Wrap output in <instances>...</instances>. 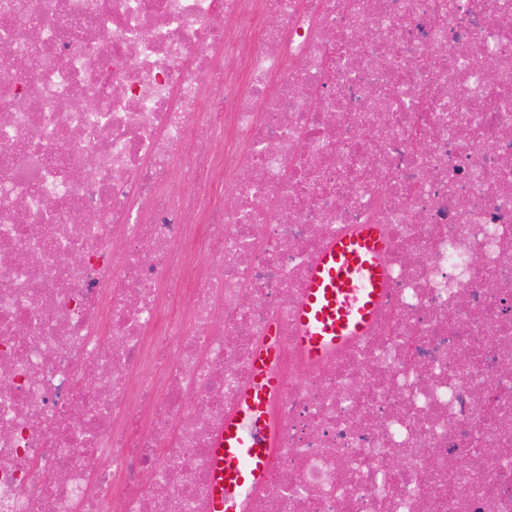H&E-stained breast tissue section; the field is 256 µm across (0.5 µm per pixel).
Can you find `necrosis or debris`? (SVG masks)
<instances>
[{
    "label": "necrosis or debris",
    "instance_id": "necrosis-or-debris-1",
    "mask_svg": "<svg viewBox=\"0 0 512 512\" xmlns=\"http://www.w3.org/2000/svg\"><path fill=\"white\" fill-rule=\"evenodd\" d=\"M362 224L386 296L308 364ZM1 257L0 512H210L273 326L240 512H512V0H0ZM387 250L380 228L363 224L320 255L295 315L296 346L309 363L367 333L387 288ZM280 352L279 336L272 331L256 353L250 386L215 439L211 512H236L239 497L272 465L268 406L282 387L276 371Z\"/></svg>",
    "mask_w": 512,
    "mask_h": 512
}]
</instances>
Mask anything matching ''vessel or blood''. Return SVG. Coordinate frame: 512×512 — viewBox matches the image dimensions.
<instances>
[{
	"mask_svg": "<svg viewBox=\"0 0 512 512\" xmlns=\"http://www.w3.org/2000/svg\"><path fill=\"white\" fill-rule=\"evenodd\" d=\"M387 250L380 228L364 224L320 255L295 315L296 346L309 363L321 362L367 333L387 288ZM279 359L278 336H267L256 353L248 389L215 439L211 512H236L239 497L272 465L268 406L282 386Z\"/></svg>",
	"mask_w": 512,
	"mask_h": 512,
	"instance_id": "b4317fda",
	"label": "vessel or blood"
}]
</instances>
